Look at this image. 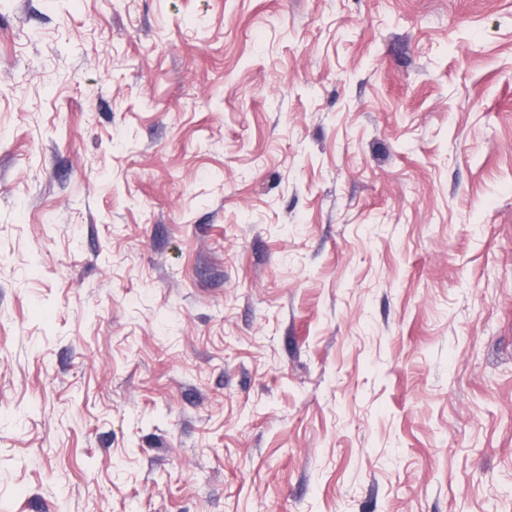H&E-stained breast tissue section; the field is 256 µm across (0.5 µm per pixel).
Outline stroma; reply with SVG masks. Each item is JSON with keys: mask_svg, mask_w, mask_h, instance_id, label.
<instances>
[{"mask_svg": "<svg viewBox=\"0 0 512 512\" xmlns=\"http://www.w3.org/2000/svg\"><path fill=\"white\" fill-rule=\"evenodd\" d=\"M0 512H512V0H0Z\"/></svg>", "mask_w": 512, "mask_h": 512, "instance_id": "1", "label": "stroma"}]
</instances>
